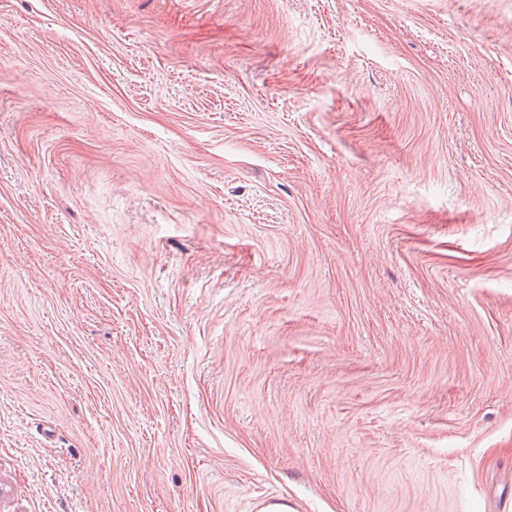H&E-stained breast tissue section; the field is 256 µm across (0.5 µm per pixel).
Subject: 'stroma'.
Masks as SVG:
<instances>
[{
  "mask_svg": "<svg viewBox=\"0 0 512 512\" xmlns=\"http://www.w3.org/2000/svg\"><path fill=\"white\" fill-rule=\"evenodd\" d=\"M512 512V0H0V512Z\"/></svg>",
  "mask_w": 512,
  "mask_h": 512,
  "instance_id": "obj_1",
  "label": "stroma"
}]
</instances>
